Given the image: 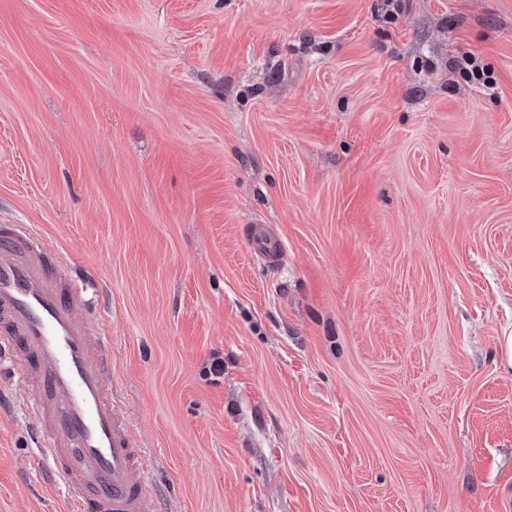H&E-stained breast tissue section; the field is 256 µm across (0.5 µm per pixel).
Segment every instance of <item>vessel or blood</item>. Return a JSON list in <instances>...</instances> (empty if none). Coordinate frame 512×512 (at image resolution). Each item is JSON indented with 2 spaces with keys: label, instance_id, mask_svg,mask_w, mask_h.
<instances>
[{
  "label": "vessel or blood",
  "instance_id": "b4317fda",
  "mask_svg": "<svg viewBox=\"0 0 512 512\" xmlns=\"http://www.w3.org/2000/svg\"><path fill=\"white\" fill-rule=\"evenodd\" d=\"M267 264L282 256L265 225L250 229ZM87 290L28 224L0 225V359L21 358L38 458L72 512H160L151 464L112 390V348L80 311Z\"/></svg>",
  "mask_w": 512,
  "mask_h": 512
}]
</instances>
